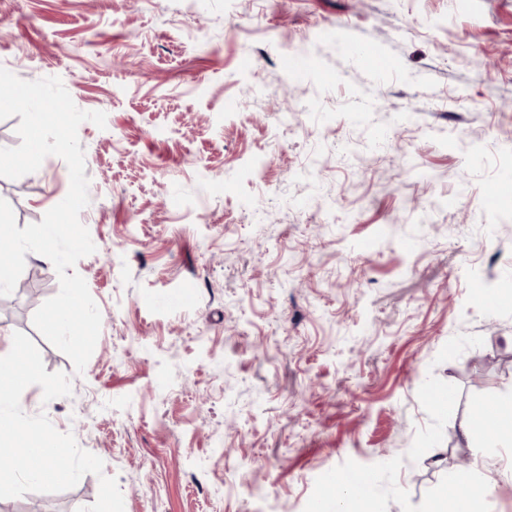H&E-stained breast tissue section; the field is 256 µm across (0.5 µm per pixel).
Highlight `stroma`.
Masks as SVG:
<instances>
[{
  "label": "stroma",
  "mask_w": 512,
  "mask_h": 512,
  "mask_svg": "<svg viewBox=\"0 0 512 512\" xmlns=\"http://www.w3.org/2000/svg\"><path fill=\"white\" fill-rule=\"evenodd\" d=\"M0 67L107 115L78 129L96 347L78 375L26 330L72 394L22 410L104 462L54 512L103 475L124 512H313L349 469L425 512L512 396V0H0ZM69 186L50 156L0 199L22 228ZM476 476L512 512V446ZM475 433H481L495 442L508 440L512 443V431L507 434L504 433L497 424L494 415L487 414L469 420L464 428V434L467 438H471Z\"/></svg>",
  "instance_id": "35a3bbf8"
}]
</instances>
